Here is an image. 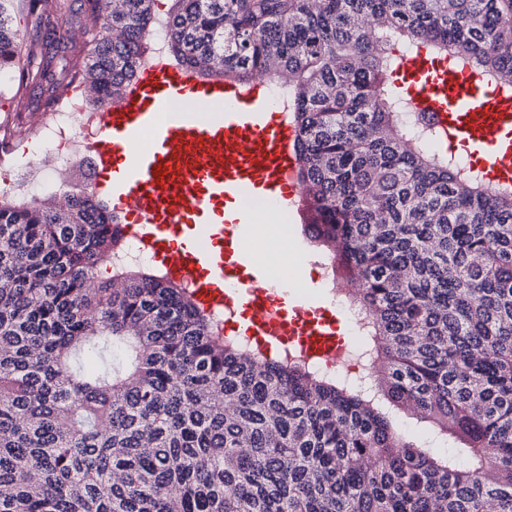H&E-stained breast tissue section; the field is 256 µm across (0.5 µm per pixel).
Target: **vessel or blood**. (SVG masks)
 I'll use <instances>...</instances> for the list:
<instances>
[{"label": "vessel or blood", "instance_id": "vessel-or-blood-1", "mask_svg": "<svg viewBox=\"0 0 512 512\" xmlns=\"http://www.w3.org/2000/svg\"><path fill=\"white\" fill-rule=\"evenodd\" d=\"M400 70L415 86L414 111L442 144L478 159L493 184L512 185V85L422 53ZM95 119L98 135L84 147L90 186L122 214L126 239L201 310L241 319L259 349L342 360L335 309L306 308L274 286L257 253L256 217L239 209L259 201L300 214L307 198L296 128L273 108L264 77L205 81L157 52Z\"/></svg>", "mask_w": 512, "mask_h": 512}]
</instances>
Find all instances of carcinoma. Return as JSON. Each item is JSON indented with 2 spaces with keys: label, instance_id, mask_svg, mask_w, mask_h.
I'll return each mask as SVG.
<instances>
[{
  "label": "carcinoma",
  "instance_id": "obj_1",
  "mask_svg": "<svg viewBox=\"0 0 512 512\" xmlns=\"http://www.w3.org/2000/svg\"><path fill=\"white\" fill-rule=\"evenodd\" d=\"M76 1L102 23L70 56L54 18ZM156 2L0 0V148L29 91L96 110L159 35L204 79L266 77L305 235L364 317L367 386L219 336L158 268L112 267L118 215L89 186L0 200V512H512V187L439 151L386 82L402 48L512 83V0ZM402 420L405 434L417 444L426 446V448H432L435 453L441 455L448 454L454 450V448H451L453 442L450 439L446 442L443 439L437 438L433 428L428 423H416L415 420L407 419L404 416H402Z\"/></svg>",
  "mask_w": 512,
  "mask_h": 512
}]
</instances>
